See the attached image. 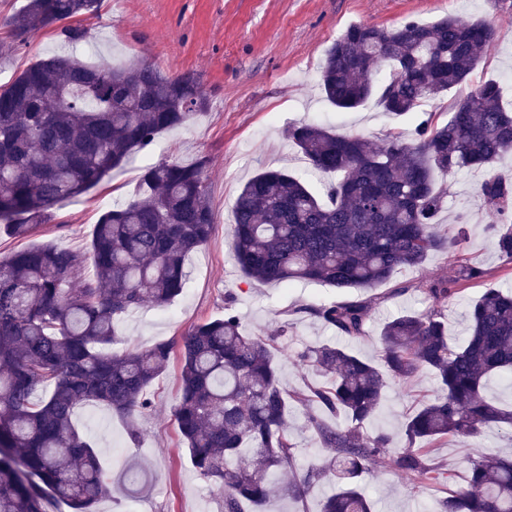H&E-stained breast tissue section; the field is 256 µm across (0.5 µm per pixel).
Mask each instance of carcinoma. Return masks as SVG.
Returning <instances> with one entry per match:
<instances>
[{"label":"carcinoma","instance_id":"1","mask_svg":"<svg viewBox=\"0 0 512 512\" xmlns=\"http://www.w3.org/2000/svg\"><path fill=\"white\" fill-rule=\"evenodd\" d=\"M101 0H25L8 21L14 45L58 27L71 43L86 36L81 18ZM495 41L485 21L446 16L432 24L352 26L321 66L326 100L352 110L375 92L373 75L389 69L378 102L392 117L419 111L466 83ZM207 95L191 74L170 77L142 63L114 68L75 56L40 59L0 85V229L24 238L48 224L52 209L98 185L156 136L204 114ZM288 139L313 167L333 174L326 197L297 175L268 168L251 177L233 205L231 246L241 272L257 284L324 283L371 289L433 254L452 258L449 272L426 288L432 306L388 321L379 363L340 345H320L301 358L327 384L313 395L345 426L317 413L309 422L328 452L319 467H296L288 432V395L273 342L242 329L232 306L191 326L180 349L163 342L115 354L110 346L129 312L163 309L183 292L186 260L214 231L206 168L162 161L147 167L137 196L116 203L94 225L89 257L53 245L29 246L0 259V512H96L112 481L99 451L75 425L76 409L99 402L134 419L151 409L148 388L179 351L180 397L174 420L192 467L224 496V512H265L273 489L304 498L318 480L336 481L320 512H373L360 476L380 458L417 481L437 478L434 448L477 437L483 426L512 430V409L485 395L488 378L512 373V294L489 288L472 302L468 336L448 342L444 308L459 288L487 272L459 252L464 232L449 237L433 224L448 197L438 173L488 169L512 152V107L487 80L437 114L410 141L392 128L375 145L359 135L303 123ZM494 245L512 264V178L490 173L479 185ZM374 300L342 301L304 311L343 337L364 334ZM432 373L440 392L406 416L401 440L366 432L386 388ZM439 512H512V458L468 459L466 485L448 492Z\"/></svg>","mask_w":512,"mask_h":512}]
</instances>
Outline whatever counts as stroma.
Masks as SVG:
<instances>
[{"label":"stroma","mask_w":512,"mask_h":512,"mask_svg":"<svg viewBox=\"0 0 512 512\" xmlns=\"http://www.w3.org/2000/svg\"><path fill=\"white\" fill-rule=\"evenodd\" d=\"M23 4L24 0H0V83L40 58L65 53L117 67L144 60L170 76L191 73L208 96L205 114L161 133L152 147L133 154L100 185L55 207L51 223L39 225L23 239L0 233L3 258L41 244L87 255L100 212L135 196L144 166L207 159L213 236L189 256L188 280L178 299L163 310L141 308L126 315L113 352L180 341L194 324L223 316L229 302L247 334L274 338L286 391L305 393L324 379L299 360V353L340 340L334 328L308 315L307 307L373 299L364 336L350 343L355 353L373 361L379 358V336L388 318L427 311L431 302L425 289L448 269L449 259L441 254L369 290H338L318 282L246 283L231 253L232 206L243 184L272 166L288 169L323 193L331 177L315 170L289 141L287 130L295 123L322 124L376 144L393 127L413 137L419 114L392 118L374 97L343 112L325 99L320 65L328 47L349 26L390 28L409 19L430 24L448 15L489 22L497 38L485 52L476 78L507 86L512 84V5L507 0H102L99 14L82 22L88 32L84 41L67 43L58 29L51 28L38 31L16 49L5 20ZM486 175L483 169L464 170L441 178L449 194L437 230L451 236L465 230L466 257L487 272L448 304V338L455 345L466 335L469 304L486 289L512 288V264L503 262L494 248L489 218L477 193ZM289 312L294 318L288 323L284 316ZM283 327L288 330L284 336L279 333ZM437 387L428 373L403 385H389L368 431L399 437L406 415L436 395ZM149 394L151 411L138 416L131 427L106 409L92 412L84 406L75 412L77 426L98 448L111 479H118L134 462L144 466L147 476L142 489L115 490L98 503L97 512H224L214 485L193 469L172 417L180 394L178 361H171L155 379ZM307 414L305 407L295 406L288 419L296 463L302 468L321 464L326 456ZM485 452L512 455V435L491 424L470 443L446 440L435 450L442 475L431 485L394 472L382 461L362 474L359 483L374 512H438V502L448 490L465 484L467 458Z\"/></svg>","instance_id":"1"}]
</instances>
